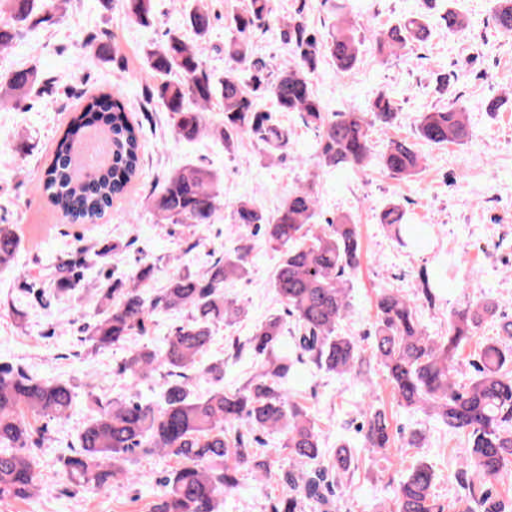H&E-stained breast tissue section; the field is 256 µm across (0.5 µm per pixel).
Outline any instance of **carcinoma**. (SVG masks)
Instances as JSON below:
<instances>
[{
	"instance_id": "obj_1",
	"label": "carcinoma",
	"mask_w": 512,
	"mask_h": 512,
	"mask_svg": "<svg viewBox=\"0 0 512 512\" xmlns=\"http://www.w3.org/2000/svg\"><path fill=\"white\" fill-rule=\"evenodd\" d=\"M129 15L141 25L153 16V0H128ZM69 0H0V48L19 40L25 29L64 15ZM271 0H249L234 18L238 36L224 43L230 67L215 84L202 67L194 48L174 30L158 48L145 53L147 69L160 79L158 96L170 112L172 131L179 140H194L212 130L231 147L248 137L270 155L288 150V130L277 112H298L318 132L315 158L325 170L360 169L371 158V132L394 124L398 108L394 98L378 94L364 107L328 112L313 89L310 74L330 58L340 73L359 62L366 36L336 13L328 31L309 27L304 9L298 8L278 27L289 46L291 59L279 72L254 58L250 37L256 30H271ZM441 20L450 33L468 23L450 10ZM496 28L512 34V0H497ZM183 23L200 38L211 29L210 14L200 8L183 11ZM430 28L411 16L372 34L381 54L393 55L414 43H425ZM38 72L18 69L0 84V99L21 102L38 82ZM224 105V117L211 122L206 105L215 97ZM102 94L89 99L55 142L52 158L36 190L73 224H94L124 194L140 174L139 130L118 99L108 107ZM273 106L268 108L265 100ZM99 125L110 151L107 160L83 170L76 145L92 125ZM418 139L431 145L461 144L469 138L466 112L448 106L423 113L415 126ZM383 169L396 179L415 176L420 157L407 139H391L380 155ZM319 200L307 187H297L280 207L267 214L247 200L224 203L220 180L206 167L188 164L167 178L153 200L156 223L181 224L196 230L211 224L228 207L249 243L224 255L202 271L177 270L165 286L148 291L158 271L155 262H143L128 283L115 281L96 292L93 321L81 328L82 342L95 351L123 346L145 331L155 311H186L185 320L162 347L140 345L128 351L119 375L129 384L158 375L163 380L158 402L95 397L89 408L79 447L61 458L60 474L73 485L106 492L114 480L139 481L143 474L130 465L134 456L164 454L177 459L164 480V491L152 512H219L224 494L239 486V471L261 477L271 463L253 451L255 434H283L292 464L285 486L270 512H333L328 486L342 485L353 458L344 449L324 456L313 416L301 396L288 389L299 367L312 364L341 377L368 373L371 360L385 370L396 399L436 416L448 428L467 438L469 454L458 472L459 483L482 512H512V502L492 495L493 485L512 481V321L501 326L502 335L478 346L474 376L465 385L456 382L457 356L477 335L495 307L483 295L448 318V335L430 336L417 310V297L433 302L425 278L414 292L382 287L375 297V320L364 357L359 340L340 332L351 309V278L361 262L357 227L347 215L315 224ZM394 237L407 232L403 213L391 207L381 214ZM262 236L282 254L273 276L281 304L290 321L272 314L256 325L247 345L261 357L253 375L233 390L217 389L201 396L194 390L189 371L207 352L214 328L228 326L245 315L244 307L230 298L226 286L249 274L254 245ZM19 237L12 224H0V266L12 261ZM76 263L56 265L52 292L67 294L77 287ZM74 386L52 378H36L14 366L0 365V500L24 499L40 490L36 472L37 444L34 423L68 416L74 405ZM359 427L362 447L387 457L395 452L386 412L368 403ZM435 472L426 464L413 466L399 485L391 512H437L433 498Z\"/></svg>"
}]
</instances>
